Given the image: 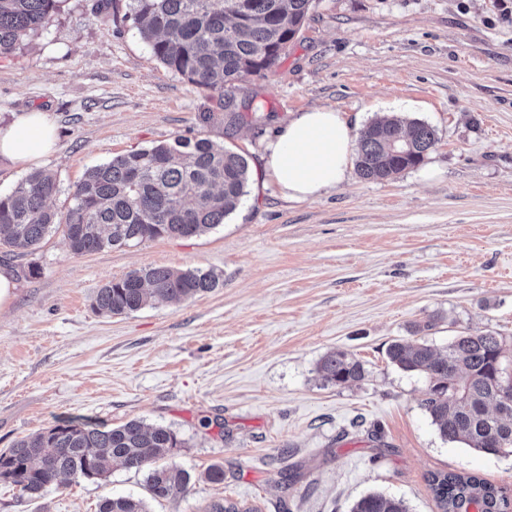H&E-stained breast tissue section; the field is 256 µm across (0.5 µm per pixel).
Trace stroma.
I'll use <instances>...</instances> for the list:
<instances>
[{
  "label": "stroma",
  "instance_id": "obj_1",
  "mask_svg": "<svg viewBox=\"0 0 512 512\" xmlns=\"http://www.w3.org/2000/svg\"><path fill=\"white\" fill-rule=\"evenodd\" d=\"M63 0L38 32L0 55V127L49 112L66 213L93 165L183 138L244 153L248 193L205 234L71 254L61 233L31 254L0 245L16 275L0 311V449L69 419H137L183 440L192 476L176 501L150 500L143 474L113 466L41 497L0 480V512H98L104 496L150 512H204L230 500L257 512H350L381 492L410 512H439L427 478L465 470L512 492V455L442 439L422 401L427 380L386 354L414 334L512 336V0H315L280 63L215 94L151 53L126 0ZM247 120L224 128L220 96ZM325 106L358 126L396 112L437 143L388 181L349 169L318 199H284L267 182L274 133ZM38 274H30V267ZM150 266L210 270L219 284L180 303L105 315L107 281ZM331 350L364 378L323 386ZM224 468L220 483L206 469Z\"/></svg>",
  "mask_w": 512,
  "mask_h": 512
}]
</instances>
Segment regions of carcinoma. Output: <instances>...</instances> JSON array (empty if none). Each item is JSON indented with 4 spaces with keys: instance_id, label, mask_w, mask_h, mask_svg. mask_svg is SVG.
I'll list each match as a JSON object with an SVG mask.
<instances>
[{
    "instance_id": "cac0c4a2",
    "label": "carcinoma",
    "mask_w": 512,
    "mask_h": 512,
    "mask_svg": "<svg viewBox=\"0 0 512 512\" xmlns=\"http://www.w3.org/2000/svg\"><path fill=\"white\" fill-rule=\"evenodd\" d=\"M314 0H127L132 21L153 56L199 89L224 87L276 66L294 42ZM61 0H0V54L45 26ZM437 142L420 120L391 116L369 123L358 137L356 170L366 180H388L414 168ZM247 158L209 139L177 138L120 155L89 169L76 185L65 216L47 205L57 192L52 176L35 170L0 195V242L20 254L39 248L46 235L62 232L75 255L157 238L201 235L224 223L247 194ZM211 271L148 267L111 280L93 308L119 315L155 300L186 301L217 286ZM390 361L426 376L422 405L440 436L481 452L512 455V404L508 385L512 345L491 332L462 335L439 351L427 341H396ZM323 385L364 377L361 362L345 351L319 361ZM182 440L169 427L130 420L117 427L90 423L56 425L20 439L0 452V478L20 494L37 498L68 477L105 479L112 465L145 474L155 501L186 496L191 474L163 461ZM428 484L439 512H512L507 490L463 471L432 472ZM99 512H149L145 500L105 497ZM350 512H409L383 493H369Z\"/></svg>"
}]
</instances>
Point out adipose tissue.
I'll return each instance as SVG.
<instances>
[{"instance_id": "1", "label": "adipose tissue", "mask_w": 512, "mask_h": 512, "mask_svg": "<svg viewBox=\"0 0 512 512\" xmlns=\"http://www.w3.org/2000/svg\"><path fill=\"white\" fill-rule=\"evenodd\" d=\"M355 133L339 112L316 107L280 127L269 142L264 172L291 201L319 197L340 184L352 161ZM56 145L48 113L31 111L0 128V162L19 167L39 165Z\"/></svg>"}]
</instances>
